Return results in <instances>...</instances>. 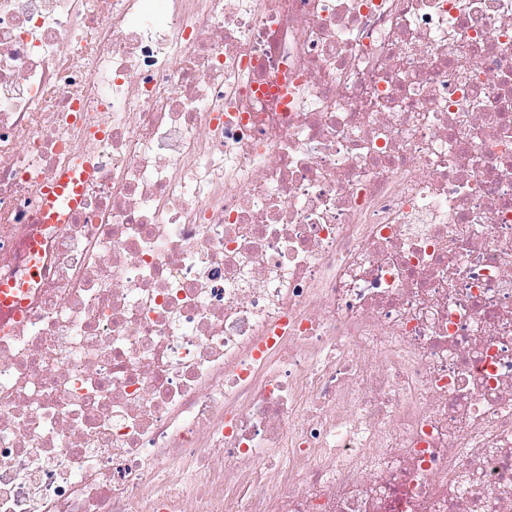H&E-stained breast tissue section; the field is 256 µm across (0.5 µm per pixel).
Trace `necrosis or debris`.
Segmentation results:
<instances>
[{"label":"necrosis or debris","instance_id":"necrosis-or-debris-1","mask_svg":"<svg viewBox=\"0 0 512 512\" xmlns=\"http://www.w3.org/2000/svg\"><path fill=\"white\" fill-rule=\"evenodd\" d=\"M1 283L0 512H512V0H0ZM71 182L73 184L77 183L75 173L73 171H61L42 188L44 209L46 213L50 212L49 219L53 223H62L66 218V216H61L57 209L67 207L70 211H74L80 203L79 196L65 195V191ZM8 288H0V326H7L11 321L22 317L23 306L14 297L7 295Z\"/></svg>","mask_w":512,"mask_h":512}]
</instances>
